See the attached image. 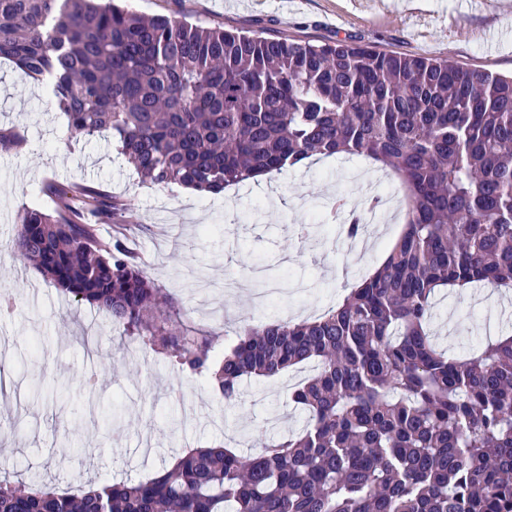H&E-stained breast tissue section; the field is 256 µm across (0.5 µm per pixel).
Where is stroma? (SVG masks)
<instances>
[{
  "label": "stroma",
  "mask_w": 512,
  "mask_h": 512,
  "mask_svg": "<svg viewBox=\"0 0 512 512\" xmlns=\"http://www.w3.org/2000/svg\"><path fill=\"white\" fill-rule=\"evenodd\" d=\"M400 2L384 0L379 8L374 0H131V6L146 16L187 17L296 41H355L512 74V0H412L407 13ZM0 128L15 129L19 137L16 149L0 151V268L19 295L15 312L0 321V342L11 348L0 370L8 375L4 399L12 405L10 413L0 412L8 436L0 443V476L73 491L105 480L136 482L191 448L226 440L249 454L259 436L299 430L302 415L288 394L311 367L245 380L239 402L224 404L204 379L121 338L109 318L72 302L33 267L15 264L7 243L23 209L39 201L44 182L96 185L125 201L127 245L155 285L179 300L184 328L218 333L224 351L254 317L300 321L335 307L346 283L383 262L406 213L405 191L390 172L371 169L357 156L313 157L263 187L247 183L186 197L176 187L141 183L108 135L69 144L46 88L5 60ZM368 170L381 191L392 194L396 215L367 225L368 247L354 256L332 226L331 208L340 196L352 208L368 205L371 195L356 178ZM302 224L312 225L310 237L298 235ZM249 279L276 284L279 292L258 307L249 293L224 288L225 281ZM506 321L512 323V300L496 291L445 289L431 331L440 349L462 358ZM87 335L98 339L92 358L79 345ZM90 365L99 374L97 397L122 410L109 428L88 401L83 373ZM39 382L67 384L68 404L34 396Z\"/></svg>",
  "instance_id": "1"
}]
</instances>
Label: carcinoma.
Listing matches in <instances>:
<instances>
[{"instance_id":"cac0c4a2","label":"carcinoma","mask_w":512,"mask_h":512,"mask_svg":"<svg viewBox=\"0 0 512 512\" xmlns=\"http://www.w3.org/2000/svg\"><path fill=\"white\" fill-rule=\"evenodd\" d=\"M46 84L70 138L107 132L155 185L219 194L314 156H362L404 186L382 264L310 321L244 327L221 360L120 239L122 200L44 184L9 252L107 315L224 403L246 376L314 362L290 401L304 428L195 448L159 475L77 494L0 481V512H512V335L452 357L427 325L442 288L512 287V77L345 41L144 17L116 0H0V59ZM349 239L363 215L345 203Z\"/></svg>"}]
</instances>
